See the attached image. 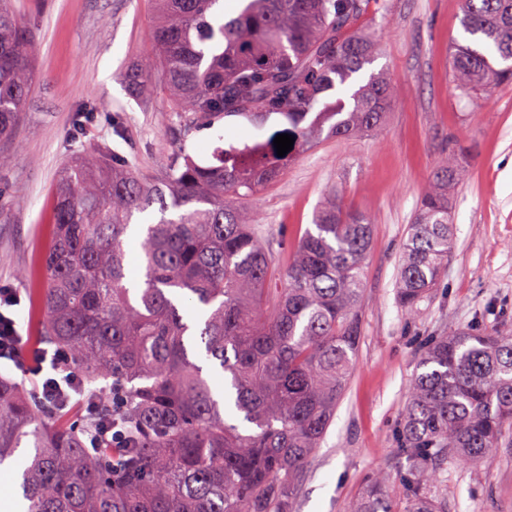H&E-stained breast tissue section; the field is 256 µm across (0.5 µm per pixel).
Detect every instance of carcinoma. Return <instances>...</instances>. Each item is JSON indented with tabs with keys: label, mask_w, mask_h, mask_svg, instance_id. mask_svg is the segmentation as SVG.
<instances>
[{
	"label": "carcinoma",
	"mask_w": 512,
	"mask_h": 512,
	"mask_svg": "<svg viewBox=\"0 0 512 512\" xmlns=\"http://www.w3.org/2000/svg\"><path fill=\"white\" fill-rule=\"evenodd\" d=\"M151 46L128 74L141 96L163 90L179 113L160 172L117 166L90 147L60 178L44 257L46 319L37 343L81 371L73 405L0 376V465L24 440V512H294L356 360L365 215L336 194L280 263L249 205L324 134L382 128L394 86L358 31L370 0H156ZM448 63L454 90L479 98L512 86V0H464ZM35 45L0 0V137L32 84ZM295 137L230 142L200 165L184 142L198 126L271 115ZM464 167L443 142L400 248L396 295L411 313L430 297L454 234L448 189ZM143 287H130L131 228ZM124 431L112 444V426ZM98 444L89 447V435ZM512 335L450 330L420 344L396 435L411 466L404 512H447L428 489L453 456L477 464L512 441ZM377 474L346 512H396Z\"/></svg>",
	"instance_id": "obj_1"
}]
</instances>
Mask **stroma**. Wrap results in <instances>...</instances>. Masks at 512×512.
Here are the masks:
<instances>
[{"instance_id": "35a3bbf8", "label": "stroma", "mask_w": 512, "mask_h": 512, "mask_svg": "<svg viewBox=\"0 0 512 512\" xmlns=\"http://www.w3.org/2000/svg\"><path fill=\"white\" fill-rule=\"evenodd\" d=\"M362 30L378 47L395 96L383 127L347 139L326 138L297 157L252 203L271 248L310 228L323 195L335 190L373 225L364 268L358 362L322 447L296 493V512H344L380 471L399 495L407 469L394 440L421 340L478 324L512 333V87L468 99L448 82V47L460 38L462 0H372ZM37 48L33 86L0 168V286L20 298L25 336L43 319V257L52 233L62 168L97 147L143 171L173 150L178 121L163 91L140 98L126 76L148 45L154 0H15ZM97 105L81 135L75 110ZM283 124L262 128L229 117L196 129L186 150L209 160L224 142L274 139ZM456 141L469 167L450 192L455 246L438 286L414 313L396 300L400 246L428 185L443 138ZM434 492L447 512H512V453L468 467L449 460Z\"/></svg>"}]
</instances>
